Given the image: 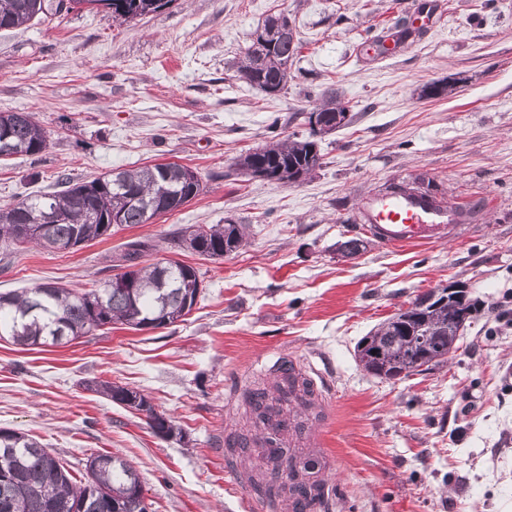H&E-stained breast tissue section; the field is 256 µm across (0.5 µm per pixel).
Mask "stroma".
<instances>
[{
  "label": "stroma",
  "instance_id": "1",
  "mask_svg": "<svg viewBox=\"0 0 512 512\" xmlns=\"http://www.w3.org/2000/svg\"><path fill=\"white\" fill-rule=\"evenodd\" d=\"M427 1L173 0L125 23L72 11L0 29V112L32 113L48 132L41 152L0 159V206L145 164L176 162L202 183L177 211L68 252L0 242V292L101 287L137 239L151 244L148 262L188 264L203 286L165 327L115 324L61 345L0 339V428L36 437L78 477L92 454L126 459L148 512H243L226 465L271 480L244 395L272 388L291 359L329 374L331 415L289 405L284 447L337 478L332 512H512V0H431L419 36L366 53ZM271 14L300 41L272 96L237 74ZM434 82L448 93L423 96ZM332 91L349 121L311 136L309 116ZM308 136L321 164L298 183L236 166ZM421 180L440 200L478 203L474 229L398 247L366 236L364 203ZM209 224L243 225L240 249L212 260L171 238ZM355 236L364 251L343 256ZM456 280L477 311L446 364L401 381L359 366L361 337ZM93 378L143 393L173 434L86 390Z\"/></svg>",
  "mask_w": 512,
  "mask_h": 512
}]
</instances>
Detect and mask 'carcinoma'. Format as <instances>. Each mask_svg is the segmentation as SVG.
<instances>
[{"label": "carcinoma", "instance_id": "1", "mask_svg": "<svg viewBox=\"0 0 512 512\" xmlns=\"http://www.w3.org/2000/svg\"><path fill=\"white\" fill-rule=\"evenodd\" d=\"M112 19L127 22L154 13L172 0H99ZM42 0H0V28H14L41 19ZM298 42L288 30V19L268 16L247 46L238 66L240 78L270 95L288 85L290 66ZM322 126L313 134L331 132L344 126L347 108L331 95L318 109ZM5 138L14 154H28L30 148L46 146V132L31 113L0 112V139ZM321 157L310 140L276 141L240 156L239 167L264 181L291 185L320 166ZM201 191L198 175L177 163L112 172L66 189L35 196L0 208V240L14 244H34L50 250L112 234L114 226L146 224L155 216L173 212ZM59 213L53 224L41 225L38 235L19 236L18 225L46 206ZM239 224H212L191 240L187 250L211 259L235 252L244 240ZM150 249L141 241L128 243L125 267L134 268L135 287L105 285L87 291L46 283L21 291L0 293V337L13 343L36 346L51 342L63 344L95 329L121 323L134 329L154 328L174 323L197 300V271L179 261L148 266L140 259ZM476 303L463 295L453 299L439 295L431 300L419 296L405 309L384 320L363 337L356 349L358 358L371 357L366 370L392 380L409 377L408 367L424 355L423 345L435 352L434 366L448 361L451 324L472 316ZM85 388L107 396L128 408L149 412L147 424L154 434L169 436L171 421L155 412L140 392L116 386L109 381L89 380ZM278 395L271 398L264 390L249 393L245 402L255 425L277 434L282 426V405L306 402L307 381L283 371ZM272 466L288 464L294 470L302 459L277 448L266 454ZM87 479L73 477L61 458L38 439L9 429H0V512H147L143 487L136 469L126 460L97 454L87 460ZM295 498L296 512H307L323 496V484L305 479L278 486Z\"/></svg>", "mask_w": 512, "mask_h": 512}]
</instances>
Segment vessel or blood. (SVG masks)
<instances>
[{"instance_id":"b4317fda","label":"vessel or blood","mask_w":512,"mask_h":512,"mask_svg":"<svg viewBox=\"0 0 512 512\" xmlns=\"http://www.w3.org/2000/svg\"><path fill=\"white\" fill-rule=\"evenodd\" d=\"M454 210L410 196H381L365 210L366 232L386 245L426 243L450 232L469 233L470 225L455 224Z\"/></svg>"}]
</instances>
